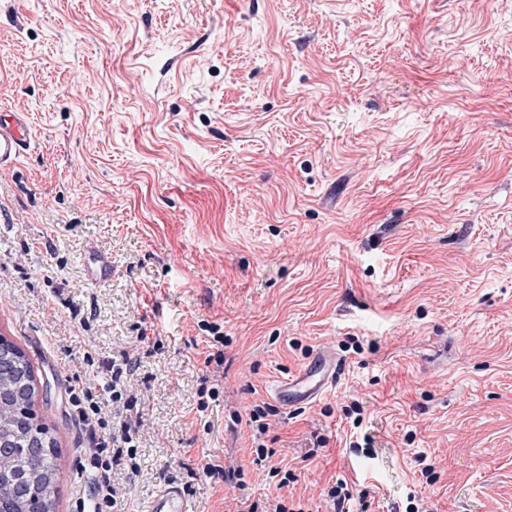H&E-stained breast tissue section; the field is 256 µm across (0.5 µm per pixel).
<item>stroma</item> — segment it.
Returning a JSON list of instances; mask_svg holds the SVG:
<instances>
[{
    "mask_svg": "<svg viewBox=\"0 0 512 512\" xmlns=\"http://www.w3.org/2000/svg\"><path fill=\"white\" fill-rule=\"evenodd\" d=\"M0 110L33 128L0 171V336L48 384L56 512L89 491L88 352L139 362L127 512L171 481L191 512H331L339 478L373 490L354 512H512V0H0ZM321 350L335 387L270 419L281 489L232 419ZM207 458L244 485L190 478ZM88 271L91 280L106 279L112 275V260L104 253L90 250L88 252Z\"/></svg>",
    "mask_w": 512,
    "mask_h": 512,
    "instance_id": "1",
    "label": "stroma"
}]
</instances>
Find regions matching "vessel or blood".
<instances>
[{
	"label": "vessel or blood",
	"instance_id": "vessel-or-blood-1",
	"mask_svg": "<svg viewBox=\"0 0 512 512\" xmlns=\"http://www.w3.org/2000/svg\"><path fill=\"white\" fill-rule=\"evenodd\" d=\"M31 146V125L27 113L9 112L0 118V170L10 168L24 156ZM88 271L91 280L98 281L112 274V261L104 253H88ZM339 362L335 354L317 352L305 368L284 379L276 387L278 401L289 408L310 404L336 382ZM145 512H189L184 491L167 484L157 490Z\"/></svg>",
	"mask_w": 512,
	"mask_h": 512
}]
</instances>
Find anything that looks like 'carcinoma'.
Masks as SVG:
<instances>
[{"instance_id":"carcinoma-1","label":"carcinoma","mask_w":512,"mask_h":512,"mask_svg":"<svg viewBox=\"0 0 512 512\" xmlns=\"http://www.w3.org/2000/svg\"><path fill=\"white\" fill-rule=\"evenodd\" d=\"M39 394L33 365L13 342H0V512H31L33 496L42 512H55L61 453L55 438L33 421Z\"/></svg>"}]
</instances>
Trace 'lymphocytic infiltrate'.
Wrapping results in <instances>:
<instances>
[{"label": "lymphocytic infiltrate", "mask_w": 512, "mask_h": 512, "mask_svg": "<svg viewBox=\"0 0 512 512\" xmlns=\"http://www.w3.org/2000/svg\"><path fill=\"white\" fill-rule=\"evenodd\" d=\"M132 371L128 360L113 366L109 379L98 389H85L79 400L80 420L88 437L89 512H123L114 472L120 466L134 473L140 468V415L137 398L128 388ZM111 411L118 425H110L107 414Z\"/></svg>", "instance_id": "obj_1"}]
</instances>
